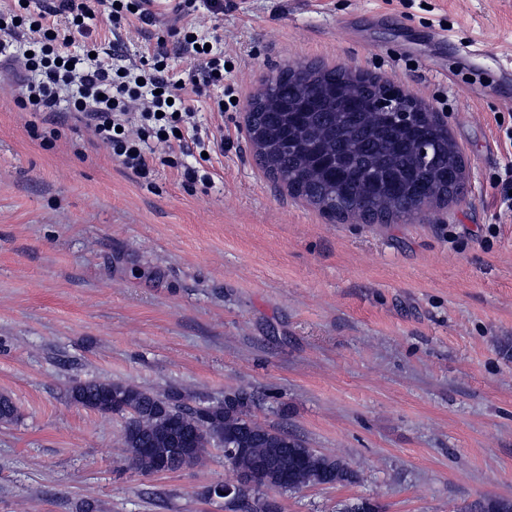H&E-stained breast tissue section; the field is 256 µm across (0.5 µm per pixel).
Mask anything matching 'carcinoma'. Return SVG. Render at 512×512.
<instances>
[{
  "instance_id": "1",
  "label": "carcinoma",
  "mask_w": 512,
  "mask_h": 512,
  "mask_svg": "<svg viewBox=\"0 0 512 512\" xmlns=\"http://www.w3.org/2000/svg\"><path fill=\"white\" fill-rule=\"evenodd\" d=\"M345 76L344 69L316 64L303 76L281 69L270 80L281 107L270 108L263 92L252 103L256 115L250 141L257 163L283 183L296 178L292 194L332 217L359 219L370 206L390 221L427 191L438 204L452 200L444 181L448 171L462 163L459 154L444 151L438 167H420L412 136L387 126L378 113L349 104L336 91ZM373 171L383 177L369 180ZM69 396L83 408L124 419L125 461L141 475L155 474L162 466L170 472L182 469L184 453L194 466L213 449L239 448L232 471L255 473L265 488L282 493L347 484L355 478L339 456L320 453L253 419V397L245 390L200 407L189 406L186 392L179 388L158 393L112 380L78 381ZM16 419L13 400L1 394L0 423ZM461 512H512V501L487 497Z\"/></svg>"
}]
</instances>
